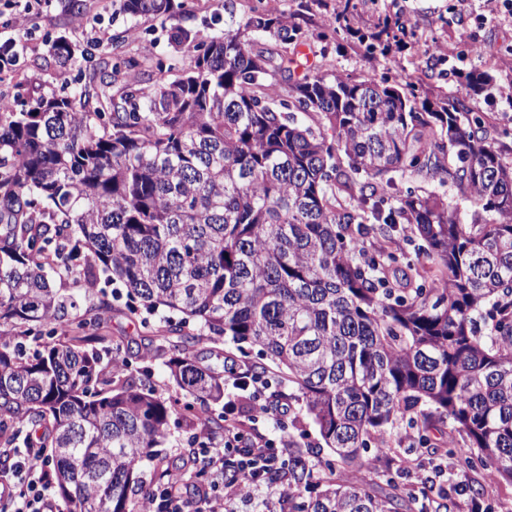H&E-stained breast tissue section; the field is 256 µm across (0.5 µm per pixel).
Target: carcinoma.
Listing matches in <instances>:
<instances>
[{
  "label": "carcinoma",
  "mask_w": 512,
  "mask_h": 512,
  "mask_svg": "<svg viewBox=\"0 0 512 512\" xmlns=\"http://www.w3.org/2000/svg\"><path fill=\"white\" fill-rule=\"evenodd\" d=\"M186 2L112 0L169 25L188 57L174 80L144 86L131 61L106 60L70 96L0 94V446L42 449L66 512H144L143 462L181 404L147 367L128 372L148 354L106 346L103 273L141 303L143 325L156 314L180 339L167 366L191 424L224 432L209 412L224 373L189 350L203 340L258 349L298 393L334 458L317 476L288 439L282 468L259 475L288 480V512H451L432 477L420 501L390 476L377 489L356 475L405 419L427 443L435 415L464 436L448 453L481 470L472 496L512 486V162L485 126L491 76L467 73L468 100L422 98L410 80H294L298 48L334 43L354 0L314 32L300 23L308 0L239 18L224 0L231 24L207 41L181 26ZM387 33L360 39L384 55ZM50 56L76 62L62 38ZM405 179L452 194H402ZM401 224L431 281L387 246L353 258ZM72 274L90 293L75 318L56 286ZM18 325L41 348L8 336Z\"/></svg>",
  "instance_id": "obj_1"
}]
</instances>
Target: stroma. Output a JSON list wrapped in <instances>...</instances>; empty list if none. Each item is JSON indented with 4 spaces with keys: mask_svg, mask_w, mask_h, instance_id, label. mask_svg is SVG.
I'll return each mask as SVG.
<instances>
[{
    "mask_svg": "<svg viewBox=\"0 0 512 512\" xmlns=\"http://www.w3.org/2000/svg\"><path fill=\"white\" fill-rule=\"evenodd\" d=\"M88 19L94 20L112 39L113 56L135 59L136 74L142 80L160 77L175 79L180 73L176 62L182 56L169 39L167 27L152 18L131 20L118 14L112 0H84ZM69 0H42L26 27L13 20V10L0 5V44L21 39L23 48L16 65L6 66L0 72V91L27 100L37 90H53L73 94L89 80L87 71L73 66L60 69L53 62L48 49L56 39L64 37L77 44L92 60H99V50L88 35L77 29L68 9ZM481 0H359L350 25L351 32L339 34L336 49L322 53V45L311 41L302 47L296 57L294 71L303 75L313 69L348 75L356 79L386 77L389 80L410 79L417 82L421 93L429 98L443 95L468 96L470 89L463 79L477 61L463 54L464 42L478 41L488 49L482 61L486 71L497 85L512 84V65L500 62L499 56L512 48V19L482 20ZM403 14L408 18L420 39L419 50H393L389 56L369 53L357 38L358 33L373 30L379 19ZM224 0H194L182 19L184 27L205 40L224 31ZM135 35H128V28ZM167 64V71H158V64ZM104 329L113 341L123 347L137 350L146 334L141 319L128 308L126 296L112 299V310L105 318ZM448 421L433 419L428 432L434 454L416 451L409 438L407 426H400L392 438L388 451L377 466L376 482L385 475L394 476L405 492L420 495L421 480L432 475L435 465L447 466V475L440 481L456 504L454 512H466L471 499L470 488L475 472L461 469L452 456L447 455ZM192 429L185 412H178L171 421L166 442L155 450L154 460L145 462L142 480L152 486L158 466L181 467L188 456L187 438Z\"/></svg>",
    "mask_w": 512,
    "mask_h": 512,
    "instance_id": "stroma-1",
    "label": "stroma"
}]
</instances>
